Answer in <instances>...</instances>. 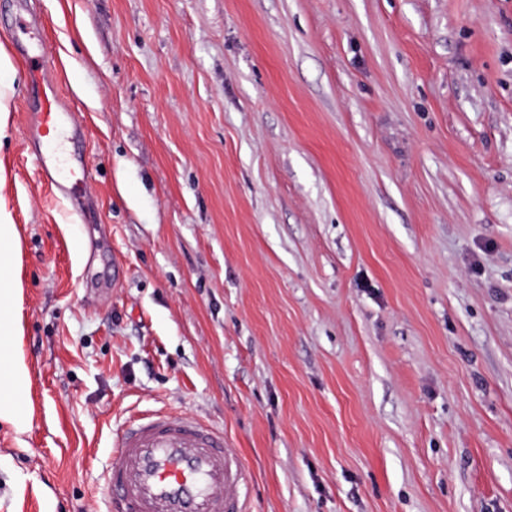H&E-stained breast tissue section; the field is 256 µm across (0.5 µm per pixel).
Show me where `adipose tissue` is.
Here are the masks:
<instances>
[{"label": "adipose tissue", "instance_id": "1", "mask_svg": "<svg viewBox=\"0 0 512 512\" xmlns=\"http://www.w3.org/2000/svg\"><path fill=\"white\" fill-rule=\"evenodd\" d=\"M20 251L18 226L0 206V422L21 433L28 428L31 414L15 399L30 383V372L15 342L22 333L21 286L13 274Z\"/></svg>", "mask_w": 512, "mask_h": 512}]
</instances>
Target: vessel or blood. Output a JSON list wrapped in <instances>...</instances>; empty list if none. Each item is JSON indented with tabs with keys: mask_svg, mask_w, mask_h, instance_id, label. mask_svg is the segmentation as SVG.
<instances>
[{
	"mask_svg": "<svg viewBox=\"0 0 512 512\" xmlns=\"http://www.w3.org/2000/svg\"><path fill=\"white\" fill-rule=\"evenodd\" d=\"M36 100L25 125L29 149L46 159L48 136L73 123L46 55L27 56ZM246 472L223 433L195 416L156 410L120 428L103 494L111 512H244Z\"/></svg>",
	"mask_w": 512,
	"mask_h": 512,
	"instance_id": "obj_1",
	"label": "vessel or blood"
}]
</instances>
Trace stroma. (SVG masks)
I'll return each instance as SVG.
<instances>
[{"mask_svg": "<svg viewBox=\"0 0 512 512\" xmlns=\"http://www.w3.org/2000/svg\"><path fill=\"white\" fill-rule=\"evenodd\" d=\"M25 14L74 195L22 138ZM0 49V512H107L152 409L223 431L249 512H512V0H0ZM20 251L18 226L0 200V336L11 338L0 342V367L4 369L0 372V422L18 433L26 431L31 422V413L15 399L30 383V372L15 342L17 336H22V308L20 281L12 272Z\"/></svg>", "mask_w": 512, "mask_h": 512, "instance_id": "stroma-1", "label": "stroma"}]
</instances>
